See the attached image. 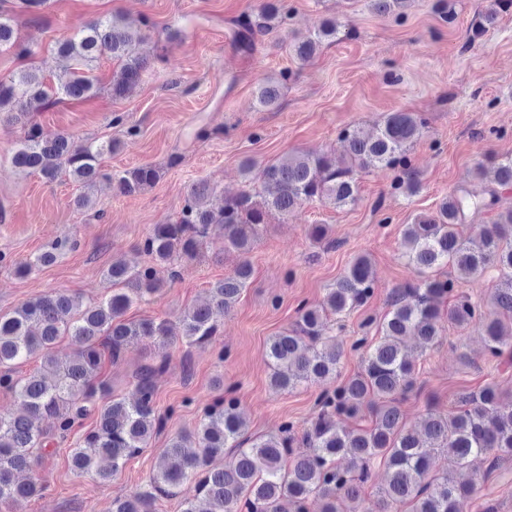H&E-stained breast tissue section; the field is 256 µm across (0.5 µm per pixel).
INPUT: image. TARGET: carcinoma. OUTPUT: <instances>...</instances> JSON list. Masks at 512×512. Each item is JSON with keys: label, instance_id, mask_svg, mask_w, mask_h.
I'll return each mask as SVG.
<instances>
[{"label": "carcinoma", "instance_id": "carcinoma-1", "mask_svg": "<svg viewBox=\"0 0 512 512\" xmlns=\"http://www.w3.org/2000/svg\"><path fill=\"white\" fill-rule=\"evenodd\" d=\"M379 16L401 17L407 0H369ZM512 0H491L475 27L485 32ZM258 30L269 33L283 21L284 6L266 0L261 6ZM339 24L324 20L309 36L293 46L301 61L311 59L325 40L334 39ZM124 17L112 13L82 24L55 44L64 64L65 78L51 86L44 75L27 67L0 79V124H19L25 134L12 157L18 169L39 174L54 182L66 173L89 188L104 176L100 161L119 150L121 142H81L68 133L43 135L35 113L58 99L81 100L94 96L98 87L94 64L104 56L119 62L112 79V97L125 96L141 80L149 61L139 49ZM16 48L23 55L31 49L15 36L11 13L0 10V50ZM280 85L269 81L258 88L257 104L275 106ZM427 127L425 117L415 112L386 115L375 133L366 135L356 127L341 131L347 144L344 165L328 155H290L273 163L253 159L242 163L245 189L209 203L216 189L206 180L192 183L176 219L156 224L143 242V252L156 263L176 258L196 260L213 226L224 229V252L236 254L232 274L210 289V299L184 309L178 318L181 336L189 345L205 344L217 333L214 313L227 314L252 275L248 259L259 227L269 217H285L307 202L336 206L354 205L358 184L354 171L385 167L397 171L394 189L412 197L422 181L412 168L408 151ZM493 165L497 185L512 186V158L486 156ZM160 172L152 166L125 169L112 177L117 191L133 195L154 185ZM494 191L479 193L464 185L445 197L437 210L416 217L402 233L403 257L417 279L392 291L390 310L379 324L380 337L363 336L351 344L360 353L361 369L336 381L342 356L336 337L326 335V320L363 305L373 292L370 261L356 256L344 274L329 289L319 305L303 306L288 331L267 343L271 384L293 390L304 383L324 385L317 413L296 435L286 422L276 436L245 437V419L238 401L225 397L204 412L191 432L171 437L165 454L173 462L153 477L152 490L135 491L112 501V512H155L158 496L170 495L186 484L194 495L181 502V512H280L284 499L293 512H308L307 502L316 496L321 512H361V493L370 481L372 468L382 467L384 484L379 487V512H466L474 485L455 480L473 458L490 457L489 471L501 458L512 455V401L501 399L495 384L477 392L462 393L448 412L431 411L420 428L407 426L400 402L416 387L415 366L403 353L408 337L423 346L438 343L448 322L459 328L477 320L488 354L505 353L504 337H512V209L491 224H471L474 215L493 208ZM478 233L480 244L471 246L468 232ZM76 244L65 235L34 258L14 264L15 273L26 277L51 265L57 255ZM452 267L457 276L441 277ZM498 268L503 279L491 297V310L459 291L462 282L475 281L485 270ZM105 278L111 292L97 303L82 305L66 293L44 294L26 301L9 313H0V388L11 391L18 402L15 414H0V504L39 496L44 487L23 474L34 472L45 454L67 438L75 423L94 413L96 427L86 432L71 451L72 469L100 482L110 480L132 458L148 447L163 428L156 413L155 378L166 361L138 366L130 375L128 397L110 394L101 379L104 358L120 361L124 346L133 339L167 342L171 327L166 320L130 321L128 309L137 301L160 292L162 282L151 266L138 267L115 259ZM453 303L443 312L440 303ZM69 336L80 350L69 359L55 354L58 341ZM40 368L16 376V365L31 358ZM370 410L371 426L348 430L343 421ZM233 448L232 459L222 467L213 459Z\"/></svg>", "mask_w": 512, "mask_h": 512}]
</instances>
